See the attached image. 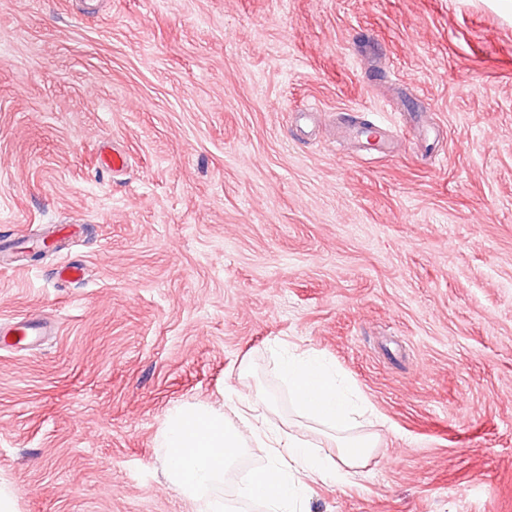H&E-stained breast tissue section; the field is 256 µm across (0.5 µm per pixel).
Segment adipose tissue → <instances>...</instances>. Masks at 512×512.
<instances>
[{"instance_id":"1","label":"adipose tissue","mask_w":512,"mask_h":512,"mask_svg":"<svg viewBox=\"0 0 512 512\" xmlns=\"http://www.w3.org/2000/svg\"><path fill=\"white\" fill-rule=\"evenodd\" d=\"M281 371L298 415L321 426L329 446L283 432L262 413L237 410L233 424L211 406L180 405L161 430L162 472L170 488L190 499H208L212 512H222L219 491L251 437L269 443L271 459L243 493L263 502L267 512H297V495L307 481L332 477L345 483L358 473L378 445L376 433L361 429L376 418L368 401L333 366L309 353L285 356Z\"/></svg>"}]
</instances>
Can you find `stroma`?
Wrapping results in <instances>:
<instances>
[{
    "mask_svg": "<svg viewBox=\"0 0 512 512\" xmlns=\"http://www.w3.org/2000/svg\"><path fill=\"white\" fill-rule=\"evenodd\" d=\"M390 135H347L349 118ZM128 157L119 173L99 156ZM0 480L18 512H206L169 411L277 351L379 416L303 512H512V16L494 0H0ZM64 265L85 280L56 277ZM21 318L50 335L17 343Z\"/></svg>",
    "mask_w": 512,
    "mask_h": 512,
    "instance_id": "1",
    "label": "stroma"
}]
</instances>
